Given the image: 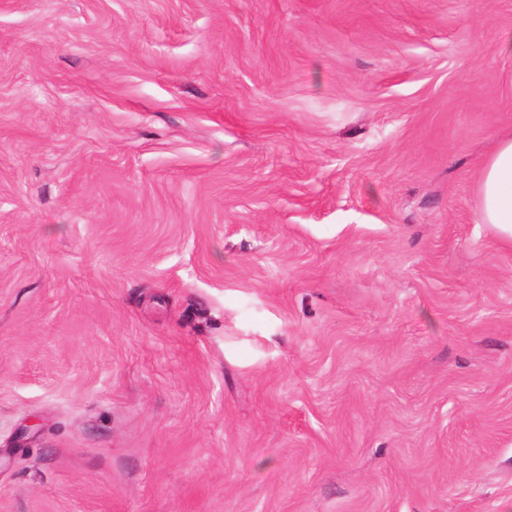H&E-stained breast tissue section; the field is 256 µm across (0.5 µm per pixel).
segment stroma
Wrapping results in <instances>:
<instances>
[{
	"mask_svg": "<svg viewBox=\"0 0 512 512\" xmlns=\"http://www.w3.org/2000/svg\"><path fill=\"white\" fill-rule=\"evenodd\" d=\"M512 0H0V512H512ZM479 219L497 241L512 248V137L500 139L477 177Z\"/></svg>",
	"mask_w": 512,
	"mask_h": 512,
	"instance_id": "stroma-1",
	"label": "stroma"
}]
</instances>
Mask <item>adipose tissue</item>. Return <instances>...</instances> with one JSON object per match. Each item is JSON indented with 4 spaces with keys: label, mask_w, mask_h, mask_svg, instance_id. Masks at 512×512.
I'll return each instance as SVG.
<instances>
[{
    "label": "adipose tissue",
    "mask_w": 512,
    "mask_h": 512,
    "mask_svg": "<svg viewBox=\"0 0 512 512\" xmlns=\"http://www.w3.org/2000/svg\"><path fill=\"white\" fill-rule=\"evenodd\" d=\"M479 219L497 241L512 248V137L500 139L477 177Z\"/></svg>",
    "instance_id": "ef3b65f1"
}]
</instances>
